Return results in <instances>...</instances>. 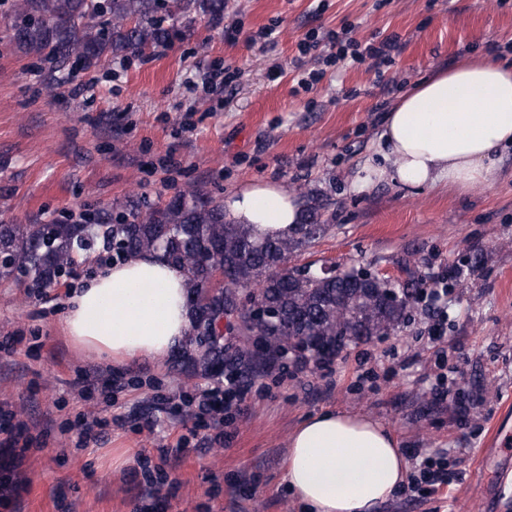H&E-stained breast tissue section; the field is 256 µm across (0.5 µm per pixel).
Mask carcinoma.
Wrapping results in <instances>:
<instances>
[{
	"mask_svg": "<svg viewBox=\"0 0 512 512\" xmlns=\"http://www.w3.org/2000/svg\"><path fill=\"white\" fill-rule=\"evenodd\" d=\"M12 11L21 20L13 33L20 52L89 67L108 53L118 58L170 42L175 30L163 26L167 18L218 21L224 0H14ZM322 208L307 203L288 237H260L194 191L165 204L143 197L118 211L116 220L103 212L87 224H0V253L11 258L0 267V279L47 286L62 267L107 253L113 240L122 239L125 247L112 261L151 252L185 272L191 332L181 359L191 372L208 377L229 368L247 379L267 357L304 353L313 343L339 353L403 323L406 304L389 301L390 284L384 280L346 271L320 277L288 268L293 253L325 233ZM200 252L209 255L208 264L197 262ZM226 267L232 275L228 282L221 280ZM249 289L279 312L278 322L246 309L241 299ZM226 332L254 340L260 353L244 348L226 357Z\"/></svg>",
	"mask_w": 512,
	"mask_h": 512,
	"instance_id": "cac0c4a2",
	"label": "carcinoma"
}]
</instances>
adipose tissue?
Instances as JSON below:
<instances>
[{
  "mask_svg": "<svg viewBox=\"0 0 512 512\" xmlns=\"http://www.w3.org/2000/svg\"><path fill=\"white\" fill-rule=\"evenodd\" d=\"M512 147V64L464 61L421 80L386 112L374 153L355 182L413 190L467 189L493 174ZM225 207L259 234L287 235L298 207L279 183L232 192ZM65 328L78 348L124 361L165 359L190 331L187 277L153 253L86 275ZM284 480L300 512H378L405 480L406 456L373 418L326 410L305 417L288 440Z\"/></svg>",
  "mask_w": 512,
  "mask_h": 512,
  "instance_id": "adipose-tissue-1",
  "label": "adipose tissue"
}]
</instances>
